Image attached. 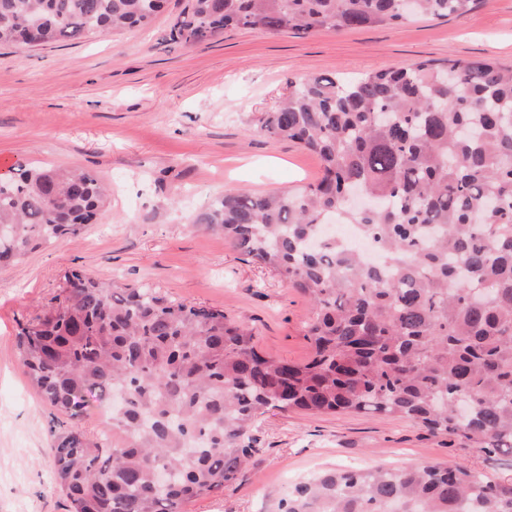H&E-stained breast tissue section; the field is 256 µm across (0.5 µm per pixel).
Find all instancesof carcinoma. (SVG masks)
<instances>
[{
    "label": "carcinoma",
    "mask_w": 512,
    "mask_h": 512,
    "mask_svg": "<svg viewBox=\"0 0 512 512\" xmlns=\"http://www.w3.org/2000/svg\"><path fill=\"white\" fill-rule=\"evenodd\" d=\"M166 0H0V45L91 39L149 25ZM474 0H189L171 39L227 28L313 35L463 14ZM257 130L315 155L301 190L231 187L190 218L307 296L303 364L259 352L224 310L78 270L56 307L21 327L20 361L41 398L74 420L95 405L121 439L54 434L69 512H181L236 481L274 412L407 418L512 455V69L422 61L288 82ZM106 188L81 168L0 178V264L78 234ZM354 224L367 262L323 235ZM276 512H512V481L462 464L328 470Z\"/></svg>",
    "instance_id": "obj_1"
}]
</instances>
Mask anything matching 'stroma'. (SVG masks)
<instances>
[{"label": "stroma", "mask_w": 512, "mask_h": 512, "mask_svg": "<svg viewBox=\"0 0 512 512\" xmlns=\"http://www.w3.org/2000/svg\"><path fill=\"white\" fill-rule=\"evenodd\" d=\"M187 3L167 0L142 31L0 46V174L79 167L112 188L96 223L0 266V512H68L53 479L58 415L32 387L16 347L21 326L57 305L65 271L223 309L253 330L263 353L304 362L308 299L223 236L189 224L225 188L293 191L319 178L316 156L258 132L260 113L276 105L288 80L303 76L448 57L512 67V0H476L460 16L310 36L229 29L189 47L170 39ZM253 434L261 450L238 480L184 512H272L302 477L353 465L459 463L512 479V457L402 418L289 411L265 416Z\"/></svg>", "instance_id": "1"}]
</instances>
